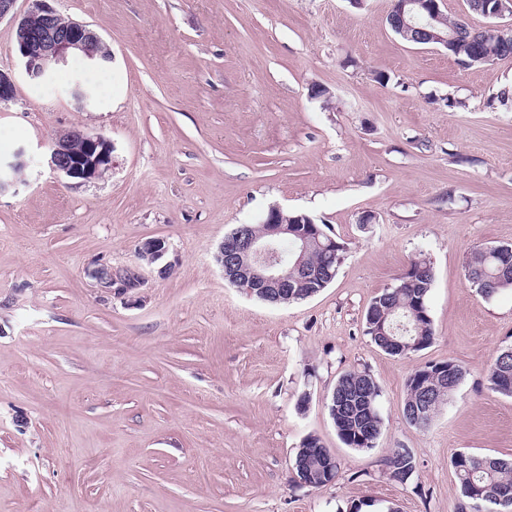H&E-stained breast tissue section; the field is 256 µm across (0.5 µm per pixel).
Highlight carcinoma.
I'll return each instance as SVG.
<instances>
[{
  "mask_svg": "<svg viewBox=\"0 0 512 512\" xmlns=\"http://www.w3.org/2000/svg\"><path fill=\"white\" fill-rule=\"evenodd\" d=\"M470 31H460L458 42L448 48L458 62L467 66L486 64V59L512 57V40L480 37L477 46L469 44ZM466 276L476 293L492 299L505 290H512V252L509 249L486 247L471 252L466 261ZM431 262L422 256L412 259L406 271L391 288L374 296L366 310L365 334L391 356L407 358L433 342L434 333L427 299L433 284ZM326 288L319 281L305 282L295 273L288 274V299L293 303L309 298ZM465 368L453 359L417 368L406 380L401 411L412 422L418 405L420 385L433 387V403L426 420L450 400L463 381ZM487 382L493 391L512 397V343L500 348L488 374ZM367 389L372 397L368 412L356 414L351 396ZM380 388L366 370L342 374L327 404L331 418L336 420L337 435L343 444L356 450L375 447L381 432L382 418L378 410ZM389 478L404 483L415 473L416 460L412 451L393 450L386 458ZM460 492L468 502L470 512H512V459L490 455L459 452L451 459Z\"/></svg>",
  "mask_w": 512,
  "mask_h": 512,
  "instance_id": "cac0c4a2",
  "label": "carcinoma"
}]
</instances>
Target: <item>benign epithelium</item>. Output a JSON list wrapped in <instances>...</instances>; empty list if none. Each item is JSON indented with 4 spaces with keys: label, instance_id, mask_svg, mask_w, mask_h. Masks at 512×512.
Returning <instances> with one entry per match:
<instances>
[{
    "label": "benign epithelium",
    "instance_id": "benign-epithelium-1",
    "mask_svg": "<svg viewBox=\"0 0 512 512\" xmlns=\"http://www.w3.org/2000/svg\"><path fill=\"white\" fill-rule=\"evenodd\" d=\"M31 7L19 17L14 12L16 0H0V20L8 17L15 23L16 50L22 60L25 73L31 79L47 76L53 69L65 65L75 52L82 53L95 65L112 62L110 48L88 25L73 19L63 20L61 14L48 5V0H30ZM486 3L481 15L490 19L485 31L504 38L512 37V24L501 19L512 18V0H479ZM442 0H393L392 12L400 19H409V27L417 30L420 38L430 45L448 47L455 34L441 29L435 22L441 20ZM113 146L101 136L90 135L80 130H69L61 134L47 159L49 168L56 174L88 182L101 179L112 171ZM282 208L272 206L261 220L263 232L254 236L249 225L239 224L228 233L218 247L216 262L224 277L249 295L261 294L266 301L278 304L288 295V262L284 261L278 247L288 241V234L296 237L300 254H291L293 269L302 272L305 280H329L334 275L330 265L336 262V239L328 237L329 266L312 270L303 265L311 237L321 234L316 223L308 217L299 216L289 226L281 222ZM168 251L165 240L147 239L138 248V258L146 267L159 266L165 274L171 265L163 263ZM88 275L100 288L112 289L131 286L138 288L141 277L133 270L120 274L112 271L110 264H98ZM336 453L324 449L322 461L316 465L305 459V449H296L292 471L298 483L312 486L336 481Z\"/></svg>",
    "mask_w": 512,
    "mask_h": 512
}]
</instances>
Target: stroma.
<instances>
[{
    "label": "stroma",
    "mask_w": 512,
    "mask_h": 512,
    "mask_svg": "<svg viewBox=\"0 0 512 512\" xmlns=\"http://www.w3.org/2000/svg\"><path fill=\"white\" fill-rule=\"evenodd\" d=\"M110 47L94 71L24 73L0 20V512H464L450 460L512 459V397L487 372L512 342V291L486 300L465 263L512 244V58L465 68L395 35L391 0H51ZM387 80L378 83L375 73ZM91 85L77 106L69 88ZM321 87L329 99L313 97ZM457 107H447V99ZM79 129L113 145L80 182L46 159ZM273 206L345 243L335 279L273 305L225 279L224 236ZM164 239L171 269L139 288L96 287L94 260L137 269ZM433 267L434 340L399 359L364 333L371 299L410 260ZM467 374L430 427L401 413L419 366ZM366 370L381 388L374 448L346 447L327 403ZM316 436L341 469L290 483ZM418 462L385 474L391 449ZM167 251L168 248L164 239H147L138 248V258L145 267H152L162 263ZM389 478L400 483H405L415 473L416 460L411 450L397 448L386 458Z\"/></svg>",
    "instance_id": "stroma-1"
}]
</instances>
